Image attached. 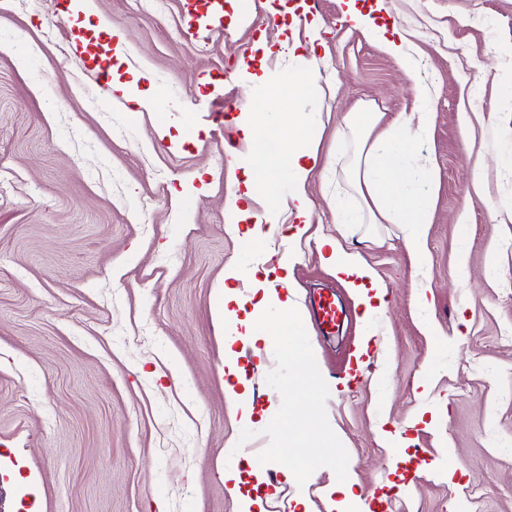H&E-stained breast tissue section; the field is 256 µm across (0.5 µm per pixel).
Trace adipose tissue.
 <instances>
[{
    "mask_svg": "<svg viewBox=\"0 0 512 512\" xmlns=\"http://www.w3.org/2000/svg\"><path fill=\"white\" fill-rule=\"evenodd\" d=\"M347 14L358 27L372 38L383 41L387 51L401 60L408 70H416L417 60L409 53V40L405 33L394 31L386 34L379 27L372 13L359 9L355 0H350ZM381 115L377 112L360 111L350 113L342 125L337 127L340 139H353L358 148L347 166L348 178L356 192L353 211H346L341 202H334L336 221L340 224H381L399 225L402 229L403 244L416 262H424L425 241L431 212L434 207L427 187L434 181V171L427 165L410 164L409 158L418 147L420 133L406 116H398L388 126H381ZM281 147L262 166L264 173L286 177L291 187L289 197L297 228L296 235H303L304 225L310 224L312 202L306 192V185L315 171V154L301 145V130L298 125L279 126ZM328 263L337 275L345 278L357 295L362 308V317L372 320L384 312L387 289L373 270L365 263L360 252L352 247L329 241ZM271 271L259 268L252 278V292L258 297L252 311H246L239 324L243 337L253 346V354H262V345L268 342L265 318L275 319L283 335L300 336L303 321L292 300L280 299L276 282L270 277ZM238 337L224 338L225 387L242 411L244 422L254 417V404L244 387L247 383L239 355L234 349Z\"/></svg>",
    "mask_w": 512,
    "mask_h": 512,
    "instance_id": "obj_1",
    "label": "adipose tissue"
}]
</instances>
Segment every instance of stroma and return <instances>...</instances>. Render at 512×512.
Returning <instances> with one entry per match:
<instances>
[{"label":"stroma","mask_w":512,"mask_h":512,"mask_svg":"<svg viewBox=\"0 0 512 512\" xmlns=\"http://www.w3.org/2000/svg\"><path fill=\"white\" fill-rule=\"evenodd\" d=\"M70 2L0 0V512H239L224 472L245 448L263 453L265 512H292L300 498L330 512L325 489L341 471L391 512H448L454 495L463 512H512V221L491 218L512 209V0H380L378 25L412 33L428 104L345 16L346 0L315 12L300 0H224L222 29L203 41L174 35L186 0H165L160 15L93 0L125 36L121 61L78 49L113 42ZM295 19L320 26L321 40L292 54L281 28ZM311 57L327 87L268 100L262 118L308 125L312 222L294 244L267 235L254 249L255 215L288 220V184L262 178L253 217L239 219L227 201L260 157L226 156L224 144L242 138L239 103L267 100ZM102 68L131 100L81 93ZM138 95L163 112L138 110ZM363 107L387 123L429 115L419 158L438 180L423 269L397 225L350 232L328 204L352 191L353 146L337 143L336 126ZM348 237L389 292L370 324L324 260L323 239ZM286 255L300 309L328 288L349 315L328 337L303 319L319 370L312 396L336 434L327 447L299 412L286 337H273L268 368L246 370L256 410L282 419L247 427L225 390L224 273ZM292 435L298 451L282 459L275 450ZM313 447L323 466L286 482L282 466L304 470Z\"/></svg>","instance_id":"obj_1"}]
</instances>
